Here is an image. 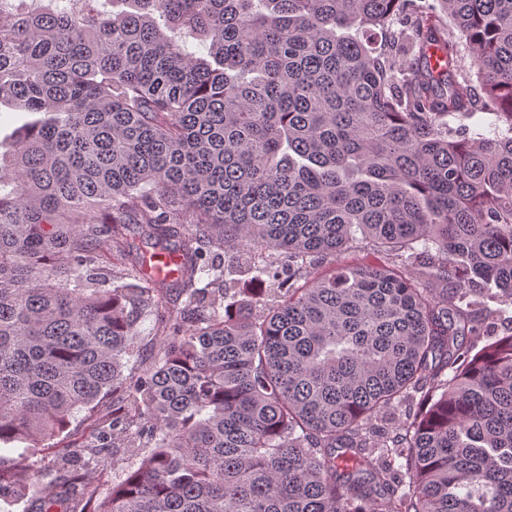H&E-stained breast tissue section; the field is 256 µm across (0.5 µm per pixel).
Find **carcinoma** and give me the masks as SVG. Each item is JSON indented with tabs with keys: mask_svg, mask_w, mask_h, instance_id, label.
<instances>
[{
	"mask_svg": "<svg viewBox=\"0 0 512 512\" xmlns=\"http://www.w3.org/2000/svg\"><path fill=\"white\" fill-rule=\"evenodd\" d=\"M0 112V512H512V0H0ZM370 248L365 243L358 244L357 247L342 254L336 261L333 257L323 260L317 267V271L323 275L330 274L335 269V266L336 268L338 267L337 262L348 265L375 264L378 261V256ZM154 324V316H149L142 320L139 326L140 336L138 342L140 347V358L144 364L148 363L153 343L157 339V336H155L156 325ZM148 451L149 448L122 449L115 459L113 469L111 464V468L104 470L99 476V484L103 486L102 491L105 492L106 489L112 485V480L118 479L126 469L130 467L136 468L141 458L147 454Z\"/></svg>",
	"mask_w": 512,
	"mask_h": 512,
	"instance_id": "carcinoma-1",
	"label": "carcinoma"
}]
</instances>
